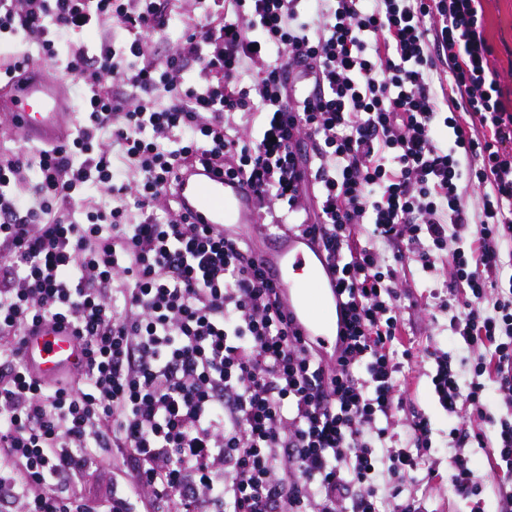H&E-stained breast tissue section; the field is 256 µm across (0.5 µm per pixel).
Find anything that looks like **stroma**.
Here are the masks:
<instances>
[{"mask_svg":"<svg viewBox=\"0 0 512 512\" xmlns=\"http://www.w3.org/2000/svg\"><path fill=\"white\" fill-rule=\"evenodd\" d=\"M481 6L485 34L493 48L492 63L501 75L503 100L512 109V0H481ZM163 8L170 17L168 28L145 37L150 58L158 61L181 49V31L198 14L195 0H164ZM447 277L448 268L442 264L429 272L415 267L406 275L408 296L404 300L406 309L403 317L409 333L420 347V353L403 406L391 419L390 429L398 435H405L406 424L415 411L423 413L430 421L431 455L439 464V476L418 486L419 492L426 497L428 512H499L497 481L488 464L486 449L474 445L466 448L481 480L479 500L459 497L451 485L449 462L454 454L448 444L451 421L432 393L429 374L435 364L429 352L434 348L448 351L454 367L464 377L468 376L475 355L454 340L449 330L448 314L438 312L430 295L431 290L442 285Z\"/></svg>","mask_w":512,"mask_h":512,"instance_id":"1","label":"stroma"}]
</instances>
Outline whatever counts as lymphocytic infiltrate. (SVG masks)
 I'll return each instance as SVG.
<instances>
[{"mask_svg":"<svg viewBox=\"0 0 512 512\" xmlns=\"http://www.w3.org/2000/svg\"><path fill=\"white\" fill-rule=\"evenodd\" d=\"M228 8L221 27L204 12L183 31L200 73L222 66L215 86L187 83L179 54L148 58L145 34L169 25L158 0H0V38L37 44L84 88L65 142L0 160V494L17 512H132L137 500L176 512H424L401 483L438 475L427 417L412 414L406 444L377 419L402 406L415 358L405 269L443 259L452 284L439 307L480 352L466 382L447 352L433 357L432 391L460 449L451 482L479 495L462 449L490 447L512 512V418L491 443L471 427L483 377L512 406V111L480 0ZM109 20L126 39L59 55L67 34ZM115 76L125 95L107 87ZM235 114L246 125L264 115L259 134H229ZM105 130L129 172L97 148ZM303 135L311 150L298 149ZM189 163L244 175L272 223L320 245L344 298L335 363L294 329L247 243L185 222L171 184ZM92 188L107 206L88 207ZM382 243L395 251L380 256ZM46 322L72 328L77 378L46 382L26 365L24 338ZM112 447L134 470L130 489L101 498L59 485L96 475Z\"/></svg>","mask_w":512,"mask_h":512,"instance_id":"obj_1","label":"lymphocytic infiltrate"}]
</instances>
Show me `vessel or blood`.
<instances>
[{
	"label": "vessel or blood",
	"mask_w": 512,
	"mask_h": 512,
	"mask_svg": "<svg viewBox=\"0 0 512 512\" xmlns=\"http://www.w3.org/2000/svg\"><path fill=\"white\" fill-rule=\"evenodd\" d=\"M7 106L16 138L29 145L64 138L71 103L61 82L44 71L29 70L7 86ZM190 220L208 224L234 238L242 225H252L263 245L254 258L266 278L281 291L287 313L302 336L328 359H335L343 327L338 320L342 299L336 273L326 265L318 246L307 236L263 223L255 195L244 180L206 170L181 175L178 185ZM25 359L40 378L52 380L77 371L85 358L70 328L44 323L26 336Z\"/></svg>",
	"instance_id": "obj_1"
}]
</instances>
